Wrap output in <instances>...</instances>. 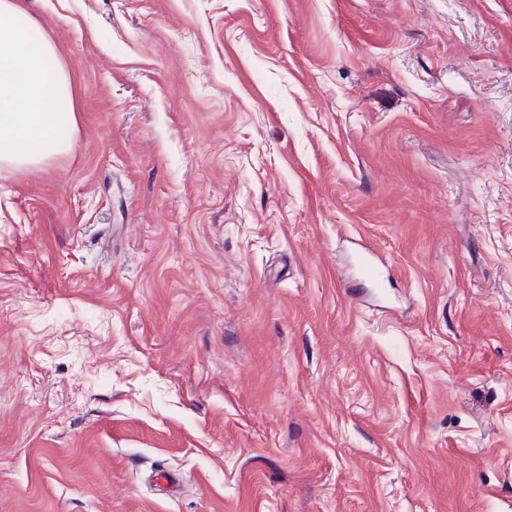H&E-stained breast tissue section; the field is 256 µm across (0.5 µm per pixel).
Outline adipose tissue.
I'll return each instance as SVG.
<instances>
[{
  "instance_id": "obj_1",
  "label": "adipose tissue",
  "mask_w": 512,
  "mask_h": 512,
  "mask_svg": "<svg viewBox=\"0 0 512 512\" xmlns=\"http://www.w3.org/2000/svg\"><path fill=\"white\" fill-rule=\"evenodd\" d=\"M75 92L57 46L28 0H0V167L25 172L69 154Z\"/></svg>"
}]
</instances>
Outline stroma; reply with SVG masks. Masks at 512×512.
<instances>
[{"label":"stroma","mask_w":512,"mask_h":512,"mask_svg":"<svg viewBox=\"0 0 512 512\" xmlns=\"http://www.w3.org/2000/svg\"><path fill=\"white\" fill-rule=\"evenodd\" d=\"M34 9L77 132L0 168V512H512V0Z\"/></svg>","instance_id":"stroma-1"}]
</instances>
